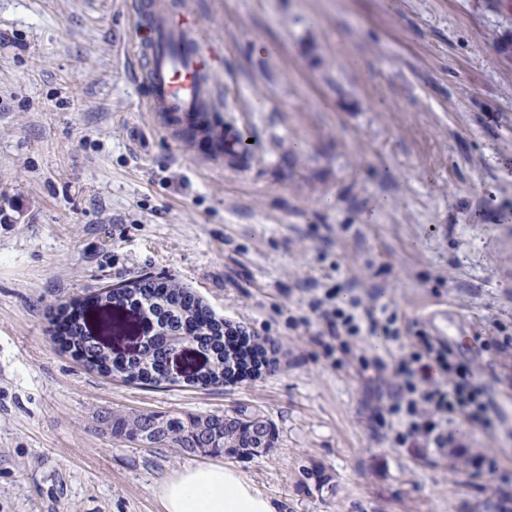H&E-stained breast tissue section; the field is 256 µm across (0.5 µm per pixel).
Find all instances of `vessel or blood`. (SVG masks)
Here are the masks:
<instances>
[{
  "label": "vessel or blood",
  "mask_w": 512,
  "mask_h": 512,
  "mask_svg": "<svg viewBox=\"0 0 512 512\" xmlns=\"http://www.w3.org/2000/svg\"><path fill=\"white\" fill-rule=\"evenodd\" d=\"M197 24L187 11L162 13L147 24L145 41L138 47L146 108L159 113L181 136L196 125L198 113L217 106L213 56L194 39Z\"/></svg>",
  "instance_id": "vessel-or-blood-1"
}]
</instances>
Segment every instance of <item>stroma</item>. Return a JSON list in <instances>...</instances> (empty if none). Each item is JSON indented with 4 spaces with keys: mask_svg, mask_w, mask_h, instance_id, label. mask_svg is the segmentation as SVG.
<instances>
[{
    "mask_svg": "<svg viewBox=\"0 0 512 512\" xmlns=\"http://www.w3.org/2000/svg\"><path fill=\"white\" fill-rule=\"evenodd\" d=\"M177 1L244 160L146 111L127 0H0V512H162L161 482L211 455L98 415L243 408L274 446L223 462L278 512H512V0ZM139 275L274 342L276 367L209 388L88 370L58 306ZM347 281L400 334L328 358L308 303ZM440 304L491 423L420 452L385 418Z\"/></svg>",
    "mask_w": 512,
    "mask_h": 512,
    "instance_id": "obj_1",
    "label": "stroma"
}]
</instances>
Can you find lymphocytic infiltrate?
I'll return each instance as SVG.
<instances>
[{
    "instance_id": "1",
    "label": "lymphocytic infiltrate",
    "mask_w": 512,
    "mask_h": 512,
    "mask_svg": "<svg viewBox=\"0 0 512 512\" xmlns=\"http://www.w3.org/2000/svg\"><path fill=\"white\" fill-rule=\"evenodd\" d=\"M310 310L326 323L333 339L344 336H398L394 316L378 317L361 309L358 301L338 298L336 292L311 302ZM399 379L388 413L395 419V440L423 448H444L449 442L448 422L461 416L487 424V406L473 386L469 372L453 368L444 347L427 346L396 367Z\"/></svg>"
}]
</instances>
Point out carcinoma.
<instances>
[{
	"instance_id": "obj_1",
	"label": "carcinoma",
	"mask_w": 512,
	"mask_h": 512,
	"mask_svg": "<svg viewBox=\"0 0 512 512\" xmlns=\"http://www.w3.org/2000/svg\"><path fill=\"white\" fill-rule=\"evenodd\" d=\"M204 131L215 147L230 156L246 149V142L224 134L210 120ZM104 312L102 327L119 331L123 322L114 310L129 306L151 320V335L141 349L131 355L114 353L110 347L91 336L85 326L69 319L60 311L59 330L65 343L74 348L86 364L109 376L148 385L175 384L168 375L166 338L181 330L190 344L210 361L208 372L189 375V385L211 386L224 383L230 371L224 368L230 359H238L231 346L224 344V323L213 318L186 288L170 280L157 283L149 277H138L121 288H104L95 297ZM97 422L114 437L142 444L177 448L184 453H219L251 458L273 448L271 423L257 413L160 414L151 411L131 413L110 412Z\"/></svg>"
}]
</instances>
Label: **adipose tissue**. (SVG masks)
Here are the masks:
<instances>
[{
    "mask_svg": "<svg viewBox=\"0 0 512 512\" xmlns=\"http://www.w3.org/2000/svg\"><path fill=\"white\" fill-rule=\"evenodd\" d=\"M163 512H277L270 497L221 463L186 466L159 489Z\"/></svg>",
    "mask_w": 512,
    "mask_h": 512,
    "instance_id": "1",
    "label": "adipose tissue"
}]
</instances>
